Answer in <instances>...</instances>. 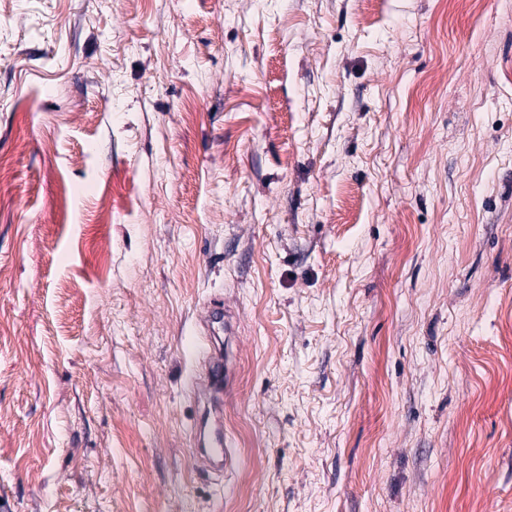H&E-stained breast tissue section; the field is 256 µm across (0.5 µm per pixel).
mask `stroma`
<instances>
[{"label": "stroma", "instance_id": "stroma-1", "mask_svg": "<svg viewBox=\"0 0 512 512\" xmlns=\"http://www.w3.org/2000/svg\"><path fill=\"white\" fill-rule=\"evenodd\" d=\"M0 162V512H512V0H0ZM206 386H202L198 377H193L190 373L186 379V384L192 382V388L195 394L203 397L209 404L208 413L201 415L197 423V433H199L200 448H194L195 452L205 460V466L212 467L211 458L213 456H224V470L228 466V462L232 463V452L229 450L230 445L226 438L221 424L219 423L220 413V396L225 389L232 385V372L228 363L223 359L222 355L216 356L212 354L207 368ZM214 418L213 422H209V416ZM225 447V448H223Z\"/></svg>", "mask_w": 512, "mask_h": 512}]
</instances>
